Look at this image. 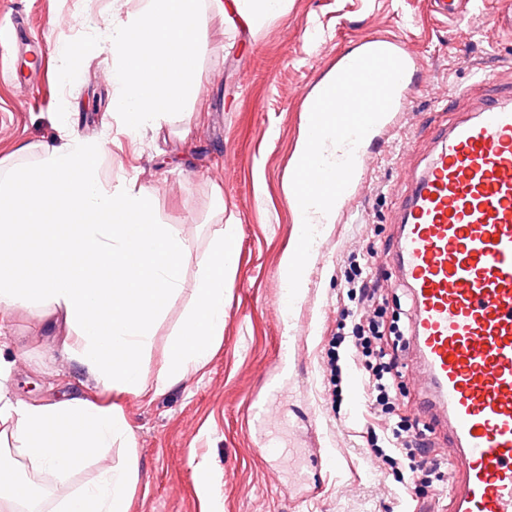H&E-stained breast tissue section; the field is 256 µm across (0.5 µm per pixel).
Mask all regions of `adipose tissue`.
Wrapping results in <instances>:
<instances>
[{
  "label": "adipose tissue",
  "instance_id": "adipose-tissue-1",
  "mask_svg": "<svg viewBox=\"0 0 512 512\" xmlns=\"http://www.w3.org/2000/svg\"><path fill=\"white\" fill-rule=\"evenodd\" d=\"M254 27L282 13L288 0H208ZM100 143L65 134L30 163L0 169V244L22 224L39 229L34 247L0 266V331L28 308L48 325L63 323V350L94 376L96 394L24 402L0 392V451L53 479L48 512H130L139 468L133 432L117 399L144 392L143 355L154 325L185 286L184 259L193 243L159 223L148 187L105 189ZM235 262L231 228H217L193 284V304L172 337L156 376L165 389L204 366L224 334V289ZM31 268L35 277L20 276ZM124 450L112 463L113 446ZM96 479L73 488L69 477L88 462Z\"/></svg>",
  "mask_w": 512,
  "mask_h": 512
}]
</instances>
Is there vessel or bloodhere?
Instances as JSON below:
<instances>
[{"label": "vessel or blood", "instance_id": "obj_1", "mask_svg": "<svg viewBox=\"0 0 512 512\" xmlns=\"http://www.w3.org/2000/svg\"><path fill=\"white\" fill-rule=\"evenodd\" d=\"M470 0H432L434 13L460 18ZM386 50L405 73L393 111H404L419 61L404 42L371 38L336 58ZM397 268L413 309L410 335L429 389L423 416L446 422L448 452L464 469L452 512H512V94L486 97L436 135L397 214ZM276 371L254 406L266 435L292 366L293 310L279 307Z\"/></svg>", "mask_w": 512, "mask_h": 512}]
</instances>
